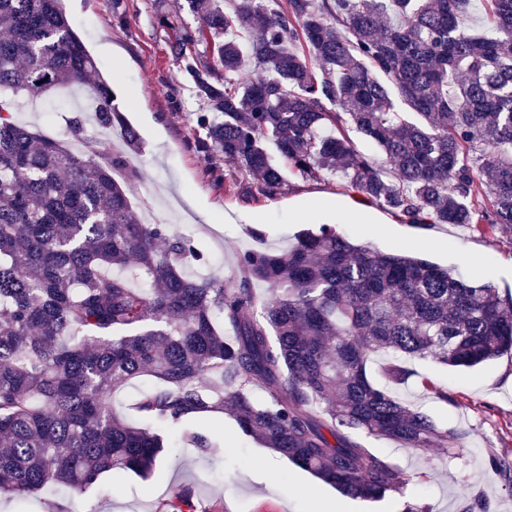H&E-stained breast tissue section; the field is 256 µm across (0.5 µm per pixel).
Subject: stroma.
Listing matches in <instances>:
<instances>
[{"label": "stroma", "instance_id": "35a3bbf8", "mask_svg": "<svg viewBox=\"0 0 512 512\" xmlns=\"http://www.w3.org/2000/svg\"><path fill=\"white\" fill-rule=\"evenodd\" d=\"M181 0H65L66 14L112 85L115 104L137 130L136 177L128 181L131 202L148 197L157 223L192 235L206 253L208 273L232 283L239 253L259 241L246 218L255 215L266 248L288 247L295 236L322 224L358 244L387 252L409 251L463 272L469 279L512 292V226L472 230L460 224L416 227L376 205H360L341 187L339 176L316 179L287 174L273 197L248 198L225 190L223 155L193 144L191 118L201 111L191 77L170 52L168 21L197 28L198 16L182 10ZM88 88L76 89L69 104L44 99L43 111L30 98L15 107L16 122L49 138L65 139L67 121ZM419 377L447 389V399L426 393L417 379L394 387L406 404L420 408L439 425L467 434L460 454L410 449L388 440L371 441L381 456L399 463L409 482L403 492L380 500L350 499L288 459L244 436L228 416L215 419L218 442L202 453L190 445L175 448L149 478L108 474L92 489L54 494L68 512H159L172 486L194 491L196 512H404L422 504L432 512H461L483 497L489 512H512V492L491 469L496 458L512 459V357L502 356L473 369L456 370L430 360L413 363Z\"/></svg>", "mask_w": 512, "mask_h": 512}]
</instances>
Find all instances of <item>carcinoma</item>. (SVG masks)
Listing matches in <instances>:
<instances>
[{
    "label": "carcinoma",
    "mask_w": 512,
    "mask_h": 512,
    "mask_svg": "<svg viewBox=\"0 0 512 512\" xmlns=\"http://www.w3.org/2000/svg\"><path fill=\"white\" fill-rule=\"evenodd\" d=\"M185 2L204 23L175 29L170 51L205 105L197 147L233 164L224 185L272 197L287 170L340 172L346 191L406 224L512 226V0H483L492 37L465 24L472 0H235L230 13L224 0ZM201 41L223 79L188 53ZM93 74L97 121L135 150L63 0H0V495L146 478L175 438L211 447L206 426L224 413L353 499L408 483L370 439L459 453L464 432L392 396L368 363L388 354L382 371L399 385L410 359L468 369L511 355L512 294L325 224L241 254L231 287L187 275L203 260L193 238L139 221L114 177L134 171L99 153L80 117L68 120L80 152L13 118L18 95ZM145 377L151 387L116 410L112 395ZM492 471L512 491V460ZM194 508L182 487L165 512Z\"/></svg>",
    "instance_id": "cac0c4a2"
}]
</instances>
